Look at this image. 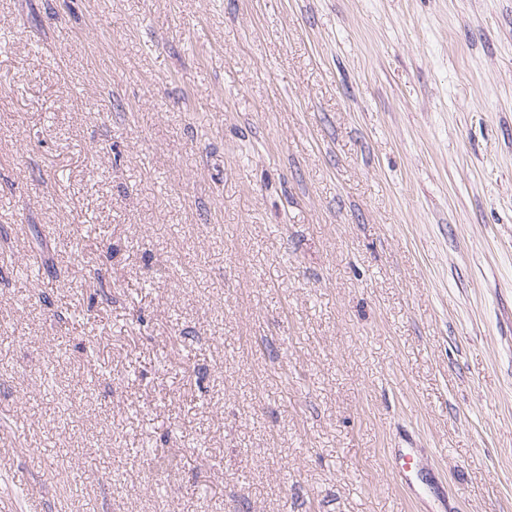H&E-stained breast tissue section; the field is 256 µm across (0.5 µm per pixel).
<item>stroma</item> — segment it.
<instances>
[{
	"label": "stroma",
	"mask_w": 512,
	"mask_h": 512,
	"mask_svg": "<svg viewBox=\"0 0 512 512\" xmlns=\"http://www.w3.org/2000/svg\"><path fill=\"white\" fill-rule=\"evenodd\" d=\"M1 251L0 512H512V0H0ZM394 469L397 477L400 481L406 484L409 488L413 487V479L414 475L419 479L421 476V481L431 490L433 488V483L430 478L423 474L421 468H419V464L416 458L411 453H399L395 456L394 461Z\"/></svg>",
	"instance_id": "obj_1"
}]
</instances>
